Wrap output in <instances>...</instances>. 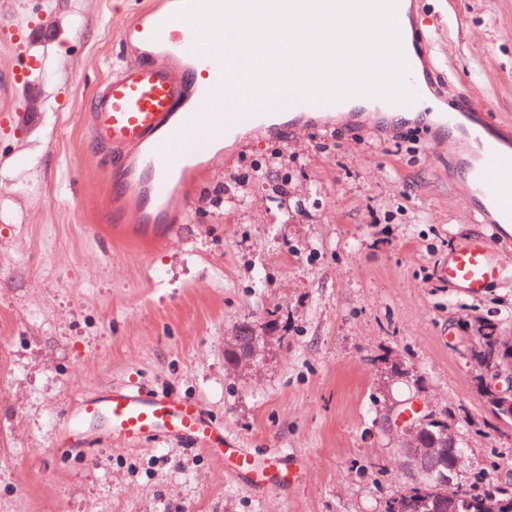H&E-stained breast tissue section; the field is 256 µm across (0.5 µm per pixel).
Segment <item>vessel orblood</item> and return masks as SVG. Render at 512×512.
Returning <instances> with one entry per match:
<instances>
[{"label":"vessel or blood","instance_id":"obj_1","mask_svg":"<svg viewBox=\"0 0 512 512\" xmlns=\"http://www.w3.org/2000/svg\"><path fill=\"white\" fill-rule=\"evenodd\" d=\"M189 2L146 0L136 16L123 23L127 60L97 87L82 116L90 144L121 160L113 173V209L104 214V222H166L183 181L193 171V160L207 157L213 142L239 129H264L269 118L257 109L177 111L187 83L197 74L207 76L199 88L202 100H212L216 87L228 92L234 87L225 81L220 61L197 47L194 28L180 18ZM452 120L464 138L474 142L458 164L477 191L482 210L491 212L497 224L511 226L512 147L502 145L497 127L471 102H461ZM503 268L493 243L475 237L449 253L438 275L449 287L479 297L499 281ZM102 414L109 418L113 436L128 443L160 436L198 444L213 439V427L193 402L139 385H119L105 400L79 398L71 418L78 425ZM224 456L236 473L254 475L255 458L235 440H225Z\"/></svg>","mask_w":512,"mask_h":512}]
</instances>
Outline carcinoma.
<instances>
[{
	"label": "carcinoma",
	"instance_id": "cac0c4a2",
	"mask_svg": "<svg viewBox=\"0 0 512 512\" xmlns=\"http://www.w3.org/2000/svg\"><path fill=\"white\" fill-rule=\"evenodd\" d=\"M511 338L495 320L481 319L470 352L476 363L479 394L498 415L512 422V413L499 408L496 397L484 384L491 370L506 369L512 362V354L507 351ZM252 346L264 349L265 337L244 327L225 352L227 363L240 367L238 353ZM400 451L407 483L399 493L386 498L383 512H512L511 482L500 485L480 477L462 484L453 482L463 453L448 422L435 418L421 425L403 436Z\"/></svg>",
	"mask_w": 512,
	"mask_h": 512
}]
</instances>
